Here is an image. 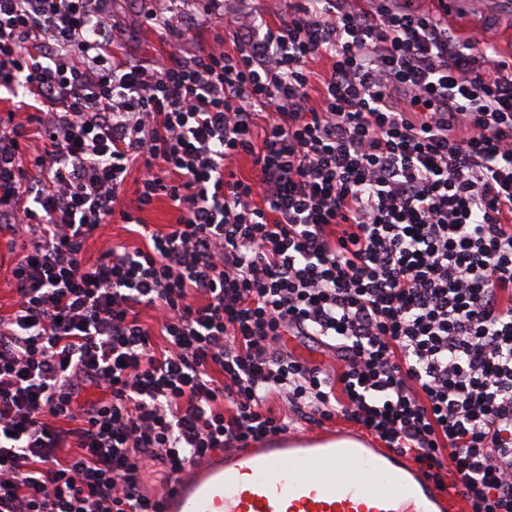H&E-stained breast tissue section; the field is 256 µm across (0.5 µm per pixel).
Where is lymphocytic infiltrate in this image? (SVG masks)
Instances as JSON below:
<instances>
[{
  "label": "lymphocytic infiltrate",
  "mask_w": 512,
  "mask_h": 512,
  "mask_svg": "<svg viewBox=\"0 0 512 512\" xmlns=\"http://www.w3.org/2000/svg\"><path fill=\"white\" fill-rule=\"evenodd\" d=\"M110 3L0 0V87L34 109L0 125V223L30 241L0 317V512H160L188 466L338 414L512 512V56L447 0H290L234 17L231 48L117 62ZM133 161L138 209L177 222L86 262L138 221ZM251 7L256 16L265 20L275 19L284 15L288 11V1L290 0H254ZM136 215H141L145 224L152 225V228L165 230L167 225L175 224L178 214L171 208L168 201L162 199L156 201L144 212L136 213ZM129 229H138L131 224H123L121 221L102 224L84 244L83 254L86 260L94 262L99 255L115 243H125L129 246H142V240L136 233Z\"/></svg>",
  "instance_id": "lymphocytic-infiltrate-1"
}]
</instances>
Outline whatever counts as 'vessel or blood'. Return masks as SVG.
Segmentation results:
<instances>
[{
  "mask_svg": "<svg viewBox=\"0 0 512 512\" xmlns=\"http://www.w3.org/2000/svg\"><path fill=\"white\" fill-rule=\"evenodd\" d=\"M284 432L179 474L163 512H462L456 489L374 440Z\"/></svg>",
  "mask_w": 512,
  "mask_h": 512,
  "instance_id": "obj_1",
  "label": "vessel or blood"
}]
</instances>
